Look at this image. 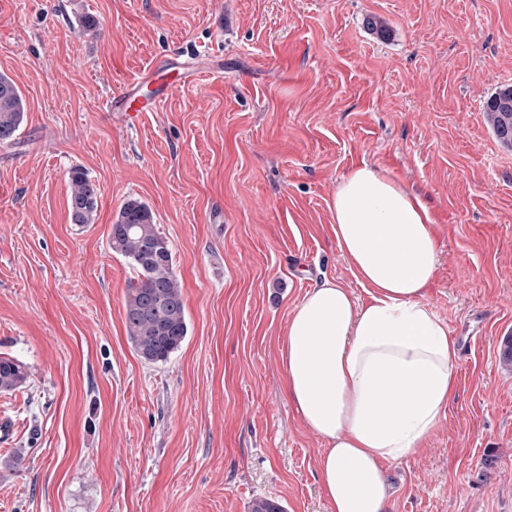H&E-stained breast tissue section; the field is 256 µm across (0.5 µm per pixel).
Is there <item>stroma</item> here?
<instances>
[{"label":"stroma","mask_w":512,"mask_h":512,"mask_svg":"<svg viewBox=\"0 0 512 512\" xmlns=\"http://www.w3.org/2000/svg\"><path fill=\"white\" fill-rule=\"evenodd\" d=\"M174 50L200 83L143 87L161 102L134 123L105 111ZM0 75L25 103L0 146V357L28 371L0 392V512H329L281 348L317 282L366 297L328 209L362 163L428 203L426 301L460 347L427 446L385 465L388 512H512V148L483 109L512 86V0H0ZM76 167L100 190L84 228ZM131 197L190 327L160 364L128 340L134 274L109 245ZM68 210L72 224L79 227L93 224L98 208V191L95 184L81 168L70 171Z\"/></svg>","instance_id":"1"}]
</instances>
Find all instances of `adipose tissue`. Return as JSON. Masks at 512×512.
Returning a JSON list of instances; mask_svg holds the SVG:
<instances>
[{
    "instance_id": "obj_1",
    "label": "adipose tissue",
    "mask_w": 512,
    "mask_h": 512,
    "mask_svg": "<svg viewBox=\"0 0 512 512\" xmlns=\"http://www.w3.org/2000/svg\"><path fill=\"white\" fill-rule=\"evenodd\" d=\"M330 210L368 298L330 279L306 293L282 346L286 390L324 443L317 469L330 512H387L385 464L439 426L460 348L425 301L441 249L422 197L365 163L341 177Z\"/></svg>"
}]
</instances>
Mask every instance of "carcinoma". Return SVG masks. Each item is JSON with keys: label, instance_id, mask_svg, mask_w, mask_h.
Segmentation results:
<instances>
[{"label": "carcinoma", "instance_id": "obj_1", "mask_svg": "<svg viewBox=\"0 0 512 512\" xmlns=\"http://www.w3.org/2000/svg\"><path fill=\"white\" fill-rule=\"evenodd\" d=\"M25 105L15 83L0 75V144L15 141ZM496 138L512 147V86L499 89L484 105ZM68 210L71 223L82 227L94 222L98 191L81 168L70 171ZM113 252L128 260L136 283L125 299L128 337L137 354L148 363H162L178 351L188 336L180 284L174 273L170 242L156 227L151 209L138 199L120 208L109 235ZM24 366L0 358V391L16 390L26 381Z\"/></svg>", "mask_w": 512, "mask_h": 512}]
</instances>
